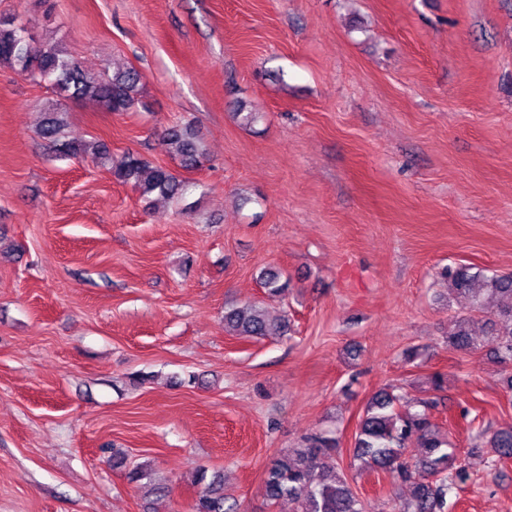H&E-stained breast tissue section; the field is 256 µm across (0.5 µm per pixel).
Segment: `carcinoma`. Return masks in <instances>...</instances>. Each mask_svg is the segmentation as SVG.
<instances>
[{
  "mask_svg": "<svg viewBox=\"0 0 512 512\" xmlns=\"http://www.w3.org/2000/svg\"><path fill=\"white\" fill-rule=\"evenodd\" d=\"M0 65L10 67L35 81L50 83L64 99L90 101L100 111L135 112L140 104L142 75L133 67L118 68L110 76L91 79L80 65L70 58L58 42L25 38L21 25L9 16L0 17ZM67 111L57 103L43 113L40 134L64 155L87 157L94 162L111 164L112 178L130 184L139 192L146 208L158 199L179 200L190 189V182L164 166L153 164L139 154L126 152L120 160H112L108 144L103 140L75 142L63 139ZM163 150L179 157L186 170L198 168L205 158L198 135L178 125L158 134ZM442 275L453 289L471 301V310L487 313V299L501 295L512 298V275L487 274L471 267H446ZM273 268L261 274V284L269 294L282 295L288 282ZM467 319L459 321L450 334L448 345L456 349L471 346L465 328ZM224 326L240 336L263 338L284 336L288 321L272 318L256 302H248L224 312ZM487 344L496 358L512 361V307L502 309L491 321ZM399 396L394 390L380 389L370 398L355 434L353 461L358 469L382 472L393 482L410 485L414 512H448V498L470 479L467 468L448 452L438 426L432 422L431 411L442 404L441 399L419 402L415 412L401 411ZM416 442L421 448L416 460L406 458V444ZM490 447L497 459L512 458V430L496 431ZM337 451L336 439L323 434L306 438L302 448L278 454L265 473L267 498L275 503L283 498L294 504V512H363L361 501L353 492L344 473L336 467L323 465L322 459ZM195 482L205 484L196 498L192 512H237V504L224 497L223 476L204 471Z\"/></svg>",
  "mask_w": 512,
  "mask_h": 512,
  "instance_id": "obj_1",
  "label": "carcinoma"
}]
</instances>
